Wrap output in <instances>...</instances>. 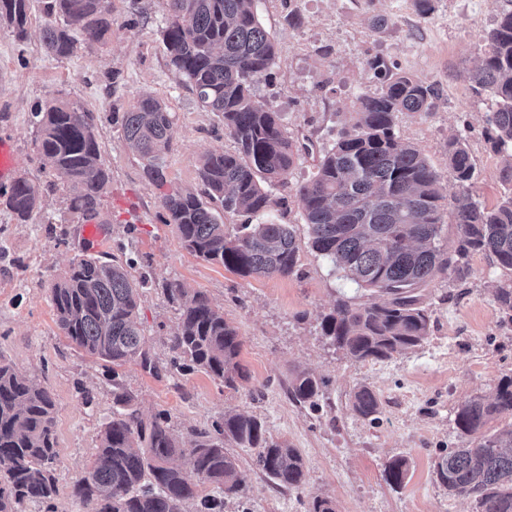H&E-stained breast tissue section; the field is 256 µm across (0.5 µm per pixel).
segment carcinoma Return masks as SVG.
Listing matches in <instances>:
<instances>
[{
	"mask_svg": "<svg viewBox=\"0 0 512 512\" xmlns=\"http://www.w3.org/2000/svg\"><path fill=\"white\" fill-rule=\"evenodd\" d=\"M31 0H0V24L15 39L28 38ZM257 0H165L161 41L169 65L182 75L198 101L221 115L233 153L212 152L199 161L202 189L163 198L166 223L173 224L183 247L243 276L286 277L298 263L297 229L270 217L277 201L273 188L287 184L297 146L278 113L269 109L254 86L270 77L276 46L262 26ZM47 17L62 18L42 28L46 50L57 57L74 53L78 38L105 44L112 28L109 0H44ZM381 88L361 95L358 111L322 149L316 171L298 185L303 225L311 249L343 276L368 291L354 303L340 298L324 316L322 335L354 361L388 359L422 344L430 317L421 291L471 252L489 253L512 271V9L505 8L483 37L482 56L470 72L472 89L497 99L487 115V141L505 154L500 171L508 193L492 209L473 194L476 180L466 137H448L447 169L442 176L417 145L395 130L399 112H430L439 98L435 85L393 71L383 60L368 62ZM44 164L67 181L69 210L83 221L98 217L111 181L101 161L93 113L82 105L51 97L36 106ZM124 138L142 161L144 177L166 182L164 156L174 134V119L153 95H142L121 117ZM458 192L447 195V182ZM40 185L17 178L5 205L27 222L40 204ZM244 217L235 232L221 214ZM455 225L454 247L443 244V216ZM131 265L81 254L51 288L56 320L65 336L87 354L122 366L138 362L153 369L138 322L140 289ZM180 300L172 349L196 368L233 387L244 378L238 356L237 328L201 292L180 284L168 287ZM494 302L512 315V283L494 288ZM323 380L298 371L289 380L292 398L318 405ZM132 392L115 385L112 420L100 435L95 458L74 486L91 512H224V498L238 497L244 479L227 443L255 450V465L275 484L299 488L305 465L297 449L275 440L255 415L227 411L214 431L196 433L183 448L165 416L149 420L133 408ZM353 410L378 419L381 406L367 386L352 395ZM55 401L32 374L0 359V512H22L28 503L50 502L57 493ZM512 376H503L494 398L475 396L455 414L464 444L438 458L436 477L448 495L475 501L477 512H512ZM189 456L190 467L176 463ZM409 459L395 457L385 467L387 482L400 487ZM220 487L223 497L203 494Z\"/></svg>",
	"mask_w": 512,
	"mask_h": 512,
	"instance_id": "1",
	"label": "carcinoma"
}]
</instances>
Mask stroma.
<instances>
[{
  "label": "stroma",
  "mask_w": 512,
  "mask_h": 512,
  "mask_svg": "<svg viewBox=\"0 0 512 512\" xmlns=\"http://www.w3.org/2000/svg\"><path fill=\"white\" fill-rule=\"evenodd\" d=\"M432 5L424 15L413 0H260L259 19L275 40L276 59L272 80L258 83L256 94L279 113L300 147L287 185L273 191L277 222L301 224L295 190L315 171L323 147L357 110L360 96L377 90L368 68L376 57L435 84L439 93L434 111L398 113L401 138L418 145L443 174L448 136L462 132L476 166L477 199L489 208L501 200V156L484 135L486 115L497 102L491 94H474L467 73L506 2ZM43 7V0H32L25 42L0 27V138L16 147V176L39 182L42 191L37 213L23 224L0 201V358L30 371L55 399L54 512H90L74 484L98 451L116 379L133 391L144 417L167 414L182 447L192 446L193 431L210 428L225 409L237 408L297 448L306 481L290 489L274 486L257 469L253 450L232 448L250 492L243 500L225 499L224 512H308L316 495L335 501L337 512H475L473 500L449 496L438 484L434 463L442 450L460 443L458 406L476 394L494 396L500 378L512 374V321L491 295L512 273L488 254H469L466 279L449 272L423 290L430 331L419 347L385 360L344 357L322 335L321 320L338 297L360 303L366 293L317 256L305 232L297 234L294 274L244 276L189 253L174 225L166 223L164 196L199 191L200 158L234 152L236 144L169 66L160 39L164 0H111L107 44L78 41L67 58L52 56L42 43ZM292 14L300 15V25H289ZM146 93L162 98L174 114L161 186L144 178L120 126L121 113ZM53 95L82 104L96 117L101 159L111 176L97 218L107 240L99 245H86L82 223L68 209L63 177L39 155L30 115ZM85 247L131 262L133 275L150 278L139 318L155 371L134 362L112 367L59 329L50 289ZM174 283L205 293L236 326L246 374L237 388L201 370L172 367L170 338L179 303L166 287ZM298 370L323 379L318 408L289 399L288 383ZM360 385L380 399L376 421L352 409V392ZM401 455L411 468L395 488L385 479V466Z\"/></svg>",
  "instance_id": "obj_1"
}]
</instances>
